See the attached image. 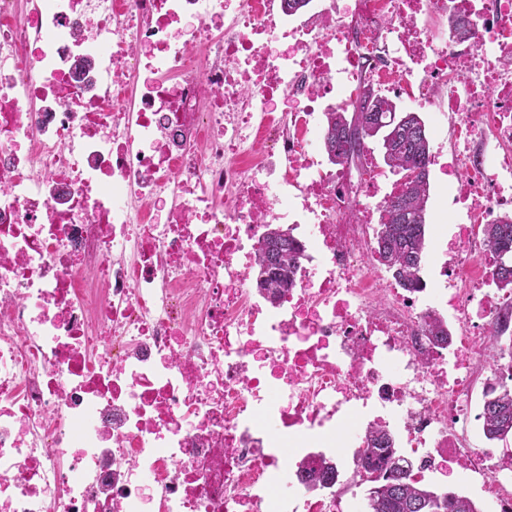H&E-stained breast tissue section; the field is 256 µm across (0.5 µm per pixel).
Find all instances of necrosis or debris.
I'll return each mask as SVG.
<instances>
[{
  "instance_id": "necrosis-or-debris-1",
  "label": "necrosis or debris",
  "mask_w": 512,
  "mask_h": 512,
  "mask_svg": "<svg viewBox=\"0 0 512 512\" xmlns=\"http://www.w3.org/2000/svg\"><path fill=\"white\" fill-rule=\"evenodd\" d=\"M368 85L456 117L442 287L375 248L400 180L321 160L322 100ZM509 210L512 0H0V512H341L310 470L381 433L512 512L458 426L512 318L482 235ZM266 241L265 251L259 259L260 286L276 292L290 285L297 249L288 232L278 227L269 230Z\"/></svg>"
}]
</instances>
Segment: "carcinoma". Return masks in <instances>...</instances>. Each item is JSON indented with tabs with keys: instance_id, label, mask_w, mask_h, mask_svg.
<instances>
[{
	"instance_id": "obj_1",
	"label": "carcinoma",
	"mask_w": 512,
	"mask_h": 512,
	"mask_svg": "<svg viewBox=\"0 0 512 512\" xmlns=\"http://www.w3.org/2000/svg\"><path fill=\"white\" fill-rule=\"evenodd\" d=\"M367 91L348 106L324 114L322 145L334 165L357 163L350 154L367 151V141L383 142V160L392 171L414 181L402 184L401 191L383 205L385 223L380 225L376 244L386 265L405 284L420 280L426 250L427 203L429 199L430 137L425 121L416 112L400 125L390 123L397 111L392 100L376 96L382 111L372 112ZM485 237L496 263V284L512 291V213H505L496 224L485 225ZM297 249L288 232L273 227L267 233L265 251L259 259L260 286L273 291L287 288ZM483 434L488 440L512 435V372L485 391L481 413ZM370 461L369 489L365 512H480L468 496L456 492L438 493L412 480L395 461L386 441L373 443L365 453Z\"/></svg>"
}]
</instances>
